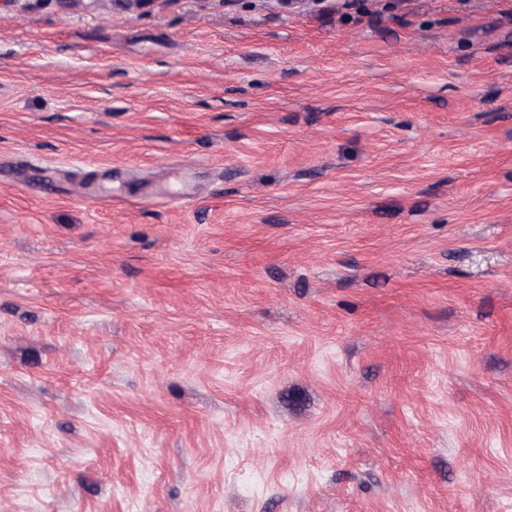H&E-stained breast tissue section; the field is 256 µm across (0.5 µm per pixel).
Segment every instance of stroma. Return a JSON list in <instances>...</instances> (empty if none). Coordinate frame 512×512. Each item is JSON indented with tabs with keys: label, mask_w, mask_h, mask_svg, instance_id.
I'll list each match as a JSON object with an SVG mask.
<instances>
[{
	"label": "stroma",
	"mask_w": 512,
	"mask_h": 512,
	"mask_svg": "<svg viewBox=\"0 0 512 512\" xmlns=\"http://www.w3.org/2000/svg\"><path fill=\"white\" fill-rule=\"evenodd\" d=\"M0 512H512V0H0Z\"/></svg>",
	"instance_id": "obj_1"
}]
</instances>
